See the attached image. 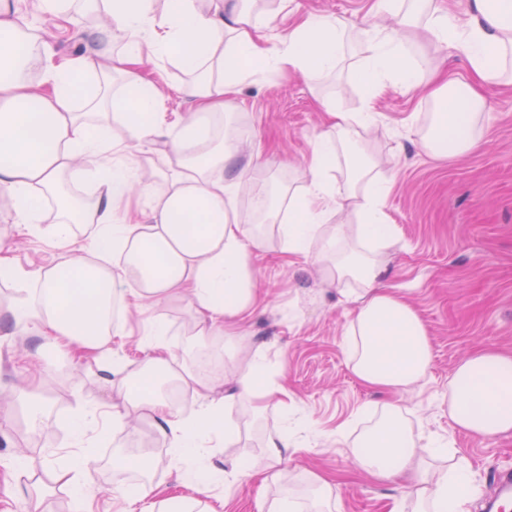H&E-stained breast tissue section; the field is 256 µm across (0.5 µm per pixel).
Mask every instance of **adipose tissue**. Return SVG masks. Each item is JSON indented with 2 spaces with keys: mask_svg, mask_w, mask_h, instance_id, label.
Instances as JSON below:
<instances>
[{
  "mask_svg": "<svg viewBox=\"0 0 512 512\" xmlns=\"http://www.w3.org/2000/svg\"><path fill=\"white\" fill-rule=\"evenodd\" d=\"M96 2L108 18L97 48L60 61L39 42L29 14H48L77 27L84 19L78 0H32L28 12L18 0H0V190L8 191L16 221L29 234H41L43 223H50L56 249L71 245L73 224L92 228L88 258L50 267H23L0 242V280L34 296L14 303L0 320V335L35 324L59 349L93 357L121 328L103 317L112 300L161 302L180 295L190 299L199 336L212 335L232 327L258 299L256 263L267 251V239L248 233L247 222L282 223L284 254L310 260L327 283L353 277L362 285L353 297L349 327L352 372L366 388L390 393L393 400L353 442L359 468L380 483L410 476L413 512H466L461 492L469 479L466 462L445 442L420 443L407 424L408 399L432 363L426 326L404 294L381 287L379 254L336 249L343 239L383 244L393 238L384 212L389 183L378 177L382 162L359 150L363 135L380 126L378 114L340 112L323 102L326 129L312 145L304 187L277 186L263 209L248 213L241 205L245 172L229 166L240 150L241 132L226 124L223 143L213 142L210 117L223 111L225 98L242 82L270 69L302 76L332 70L344 53L349 27L335 15L299 12L290 0L273 12L254 10L252 0H223L206 11L199 0H166L160 12L152 0ZM386 9L392 31L375 27L366 33L361 72L367 87L375 92L389 85L423 86L434 104L423 147L437 155L470 151L484 138L479 117L485 90L512 85V0H469L463 18L440 0H388ZM272 28L281 31L278 41L268 36ZM421 39L439 51L452 46L466 52L468 79L454 80L410 57ZM117 42L125 45L118 55ZM149 63L176 64L192 74L182 92L194 110L181 124H166L160 110L164 87L142 75ZM19 67L40 72V80L16 75ZM113 70L125 77L117 90L109 77ZM112 110L120 111L129 140L162 138L188 158L185 172L172 177L166 192L132 181L113 165L109 124L86 118ZM341 154L350 169L342 190L331 174V163ZM86 180L106 184V192L90 202L62 194L63 183ZM121 207L125 221L113 223ZM335 209L347 211L349 221L328 226L325 217ZM165 334L163 323L151 326L150 365L128 374L146 393L134 409L127 395L113 399V423L124 427L132 413L152 426L193 491L189 497L164 498L162 512H197L209 472L189 467V460L207 452L211 437L230 430L241 396L250 398L258 415L282 388L259 386L245 375L238 392L211 399L206 372L177 368ZM159 370L175 385L194 388L201 401L195 416H184L156 392ZM448 413L456 429L473 436L512 435V354L480 347L461 360L448 379ZM263 448V468L245 471V478L264 486L281 482L290 448L287 429L268 435Z\"/></svg>",
  "mask_w": 512,
  "mask_h": 512,
  "instance_id": "obj_1",
  "label": "adipose tissue"
}]
</instances>
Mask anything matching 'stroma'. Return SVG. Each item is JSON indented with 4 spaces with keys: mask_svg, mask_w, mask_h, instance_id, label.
<instances>
[{
    "mask_svg": "<svg viewBox=\"0 0 512 512\" xmlns=\"http://www.w3.org/2000/svg\"><path fill=\"white\" fill-rule=\"evenodd\" d=\"M300 12L332 14L353 31L384 24L386 12L377 0H296ZM106 21L99 12L87 14L84 28L61 25L42 15L32 22L45 42L67 58L93 45L92 28ZM361 45L346 48L335 70L301 77L266 72L242 84L227 99L225 111L244 132L238 156L248 168V190L267 189L289 182L302 187V170L317 135L324 129L321 99L342 112L372 107L382 127L367 143L382 162L391 182L384 211L393 227L394 242L383 252L385 282L405 294L423 320L431 340L433 361L427 377L408 403V423L415 437H441L456 448L470 466L469 512L488 497L491 480L512 469V436L484 439L454 428L441 395L455 366L476 348L490 346L512 351V90L485 92L486 142L462 157L427 153L407 125L410 115L426 122L433 106L423 89L401 92L384 88L366 100L357 84ZM116 162L132 165L139 175L165 191L166 176L180 169L182 157L164 141L132 145L116 155ZM268 252L257 265L261 299L236 326V338L196 335L190 301L185 297L143 302L123 314L124 326L110 336L101 361L116 363L111 386H103L96 364L66 355L29 332L0 341V512H75L68 489L52 480L57 468L76 452L70 419L80 405L94 399L108 403L111 395L127 391L129 369L144 366L149 351L144 334L150 323L163 321L168 342L179 365L196 367L201 356L217 352L219 361L210 380L214 398L234 387L237 377L260 363L285 392L284 404L269 401L257 419L239 421L232 444L213 442L220 473L209 485L210 500L220 512H256L259 494L268 499L293 497L300 505L313 501L306 476L311 471L333 475L332 512H395L404 493L396 484H381L362 476L350 454L351 443L372 426L367 405L382 406L383 394L366 389L354 376L346 349L354 306L348 292L358 290L351 279L321 288L317 271L280 252L278 225L265 224ZM90 228H73L67 251L52 247L48 236L18 230L10 201L0 193V240L12 245L14 256L27 267H48L63 257L87 256ZM41 405L43 426L30 430L27 406ZM288 428L295 443L287 468L289 485L269 490L250 480L234 479V464L261 467L267 434ZM85 441L92 461L82 477L84 496L92 512H115L112 503L113 453L135 448L148 455L137 476L180 495L184 489L168 447L150 433L129 434L112 426L105 411L89 423ZM22 457L27 469L9 467Z\"/></svg>",
    "mask_w": 512,
    "mask_h": 512,
    "instance_id": "1",
    "label": "stroma"
}]
</instances>
